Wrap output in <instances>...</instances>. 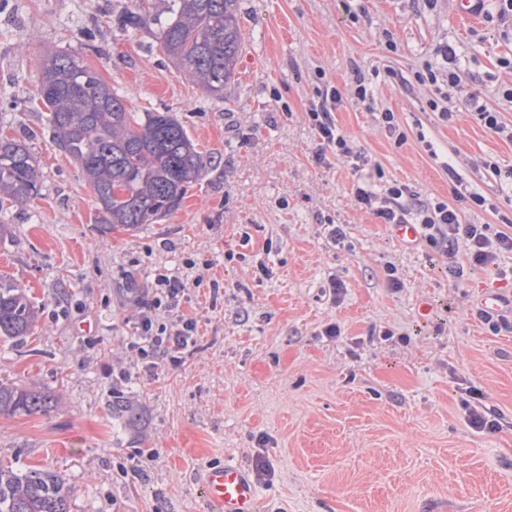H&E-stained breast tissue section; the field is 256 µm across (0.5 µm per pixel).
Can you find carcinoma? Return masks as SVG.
<instances>
[{"label":"carcinoma","mask_w":512,"mask_h":512,"mask_svg":"<svg viewBox=\"0 0 512 512\" xmlns=\"http://www.w3.org/2000/svg\"><path fill=\"white\" fill-rule=\"evenodd\" d=\"M135 0L121 15L132 29H156L164 52L207 93L224 97L243 37L238 0H168L155 13ZM38 96L53 143L81 169L107 231H134L177 209L206 168L197 144L168 112H136L78 55L44 63ZM40 173L25 144L0 137V210L39 192ZM37 313L25 288L0 280V338L31 334ZM45 401L0 382V415L32 414ZM71 486L60 473L0 466V512H70Z\"/></svg>","instance_id":"obj_1"}]
</instances>
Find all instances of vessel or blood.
<instances>
[{
  "mask_svg": "<svg viewBox=\"0 0 512 512\" xmlns=\"http://www.w3.org/2000/svg\"><path fill=\"white\" fill-rule=\"evenodd\" d=\"M200 481L207 512H260L254 482L240 465L227 461L207 467Z\"/></svg>",
  "mask_w": 512,
  "mask_h": 512,
  "instance_id": "b4317fda",
  "label": "vessel or blood"
}]
</instances>
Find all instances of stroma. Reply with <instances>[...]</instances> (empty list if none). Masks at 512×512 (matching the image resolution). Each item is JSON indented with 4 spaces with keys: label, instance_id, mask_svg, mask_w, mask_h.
<instances>
[{
    "label": "stroma",
    "instance_id": "stroma-1",
    "mask_svg": "<svg viewBox=\"0 0 512 512\" xmlns=\"http://www.w3.org/2000/svg\"><path fill=\"white\" fill-rule=\"evenodd\" d=\"M130 5L0 0V135L25 142L40 171L36 198L0 210V275L38 314L30 336L0 339V382L52 399L45 413L0 416V463L63 473L71 512H203L199 475L224 460L270 466L260 512H512V332L475 314L484 289L512 282L464 249L463 277H449L447 260L352 193L404 183L463 222L512 230V14L498 0L474 23L455 0H354L348 12L341 0H239L243 46L217 99L153 31L121 27ZM61 52L128 107L174 115L197 144L206 173L175 211L102 233L37 96L43 60ZM359 77L370 100L349 92ZM333 89L353 154L320 162L308 111ZM472 192L486 207L464 202ZM160 273L185 294L153 321L197 323L175 368L146 367L128 339ZM471 389L499 430L470 426Z\"/></svg>",
    "mask_w": 512,
    "mask_h": 512
}]
</instances>
